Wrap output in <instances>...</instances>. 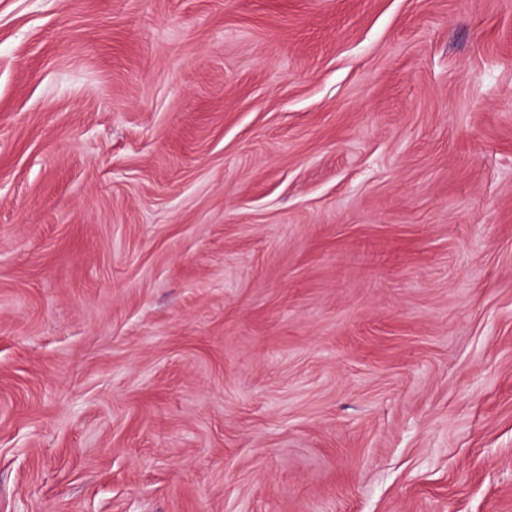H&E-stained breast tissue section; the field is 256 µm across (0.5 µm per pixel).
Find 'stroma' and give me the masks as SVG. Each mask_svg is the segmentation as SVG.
<instances>
[{
  "label": "stroma",
  "mask_w": 512,
  "mask_h": 512,
  "mask_svg": "<svg viewBox=\"0 0 512 512\" xmlns=\"http://www.w3.org/2000/svg\"><path fill=\"white\" fill-rule=\"evenodd\" d=\"M0 512H512V0H0Z\"/></svg>",
  "instance_id": "obj_1"
}]
</instances>
